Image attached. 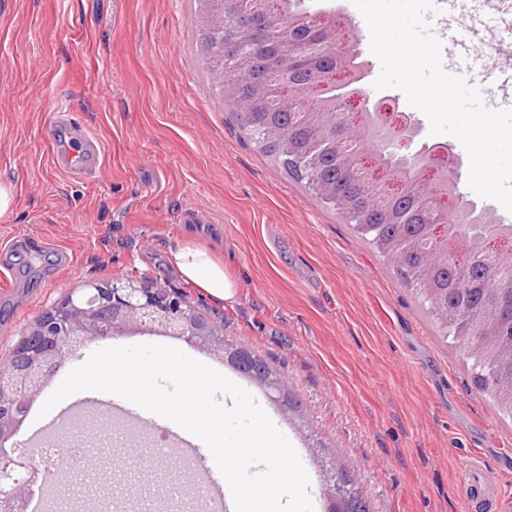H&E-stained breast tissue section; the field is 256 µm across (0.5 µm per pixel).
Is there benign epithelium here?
<instances>
[{
    "label": "benign epithelium",
    "instance_id": "benign-epithelium-1",
    "mask_svg": "<svg viewBox=\"0 0 512 512\" xmlns=\"http://www.w3.org/2000/svg\"><path fill=\"white\" fill-rule=\"evenodd\" d=\"M314 19L320 22L322 38L317 43L295 36L280 42L286 66H303L318 58L328 48L336 53L332 70L333 83L351 87L336 103L341 117L342 134L336 137V160L347 174L360 182L367 180L370 169L386 167L376 156L363 160L346 148V142L360 137L376 138L377 133L392 139L403 151L410 148L420 127L414 116L400 109L392 96L374 101L365 97L359 83L365 71H357L351 59L360 56L357 48L344 44L341 33L331 30L326 18L319 14H301L298 23ZM264 37V22L247 24L241 41V59H247V47ZM416 178L412 187L422 185L420 197L426 206L428 236L440 237L449 227L448 215L463 220L470 218L474 204L458 192L460 162L446 145H435L413 154ZM405 179L395 175L383 183L372 198L373 205H391L403 195ZM316 193L326 203L343 213H354L357 204L322 185ZM488 235L483 238L486 254L494 259L512 252V226L498 224L484 215ZM424 256L443 264H461V255L453 245L445 251L426 250ZM128 330L172 334L213 352L224 351L223 332L198 317L196 310L182 298L150 285L145 280L96 284L89 291L69 295L35 320L14 347L10 359L0 364V446L14 439L26 419L33 399L59 372L65 355L88 340L106 341ZM55 473L32 462V449L15 448L9 454L0 452V512H25V499L30 486L53 480Z\"/></svg>",
    "mask_w": 512,
    "mask_h": 512
}]
</instances>
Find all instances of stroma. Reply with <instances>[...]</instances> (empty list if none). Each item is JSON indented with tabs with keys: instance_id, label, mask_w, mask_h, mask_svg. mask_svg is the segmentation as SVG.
Instances as JSON below:
<instances>
[{
	"instance_id": "1",
	"label": "stroma",
	"mask_w": 512,
	"mask_h": 512,
	"mask_svg": "<svg viewBox=\"0 0 512 512\" xmlns=\"http://www.w3.org/2000/svg\"><path fill=\"white\" fill-rule=\"evenodd\" d=\"M333 10L361 39L373 87L379 60L352 0ZM436 17L445 70L496 108L512 83V12L502 0L454 5ZM193 0H0V363L31 324L92 282L147 278L174 290L233 344L251 349L301 406L283 414L218 355L147 334L123 345H176L249 391L296 449L314 512H326L324 466L353 478L371 512H466L467 470L479 460L512 512V421L478 389L463 356L436 335L391 263L339 211L245 141L194 48ZM69 114L99 141L96 175L70 178L44 135ZM204 246L237 279L216 300L170 265L175 241ZM113 447L82 484L83 500L45 496L54 512H196L163 499L168 462L136 466L154 438Z\"/></svg>"
}]
</instances>
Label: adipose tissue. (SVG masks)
<instances>
[{
  "mask_svg": "<svg viewBox=\"0 0 512 512\" xmlns=\"http://www.w3.org/2000/svg\"><path fill=\"white\" fill-rule=\"evenodd\" d=\"M171 265L179 274L209 296L228 303L235 302L237 285L225 271L221 260L200 246L179 244L168 253Z\"/></svg>",
  "mask_w": 512,
  "mask_h": 512,
  "instance_id": "ef3b65f1",
  "label": "adipose tissue"
}]
</instances>
